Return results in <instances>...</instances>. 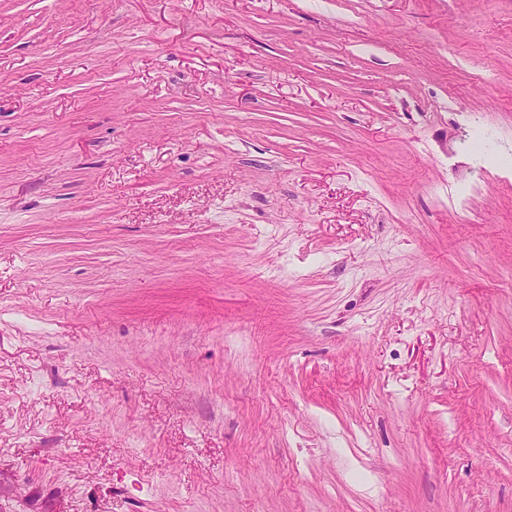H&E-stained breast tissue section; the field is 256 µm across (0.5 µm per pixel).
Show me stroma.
I'll use <instances>...</instances> for the list:
<instances>
[{"label": "stroma", "instance_id": "stroma-1", "mask_svg": "<svg viewBox=\"0 0 512 512\" xmlns=\"http://www.w3.org/2000/svg\"><path fill=\"white\" fill-rule=\"evenodd\" d=\"M0 512H512V0H0Z\"/></svg>", "mask_w": 512, "mask_h": 512}]
</instances>
